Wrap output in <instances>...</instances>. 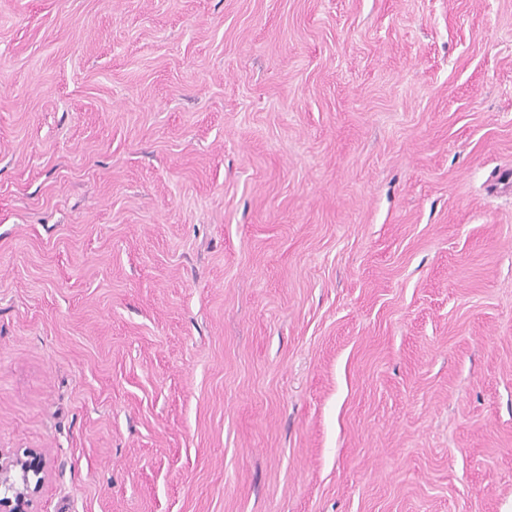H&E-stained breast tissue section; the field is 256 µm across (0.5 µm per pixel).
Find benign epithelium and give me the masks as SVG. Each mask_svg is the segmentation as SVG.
Segmentation results:
<instances>
[{"mask_svg": "<svg viewBox=\"0 0 512 512\" xmlns=\"http://www.w3.org/2000/svg\"><path fill=\"white\" fill-rule=\"evenodd\" d=\"M44 473L45 459L37 450H0V512H32Z\"/></svg>", "mask_w": 512, "mask_h": 512, "instance_id": "7a95c632", "label": "benign epithelium"}]
</instances>
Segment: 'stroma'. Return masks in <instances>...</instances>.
Returning a JSON list of instances; mask_svg holds the SVG:
<instances>
[{
  "instance_id": "obj_1",
  "label": "stroma",
  "mask_w": 512,
  "mask_h": 512,
  "mask_svg": "<svg viewBox=\"0 0 512 512\" xmlns=\"http://www.w3.org/2000/svg\"><path fill=\"white\" fill-rule=\"evenodd\" d=\"M35 512H512V0H0V450ZM44 473L45 459L37 450H0V512H33Z\"/></svg>"
}]
</instances>
